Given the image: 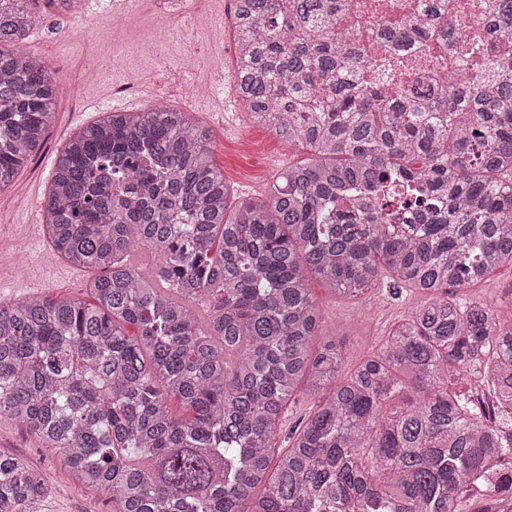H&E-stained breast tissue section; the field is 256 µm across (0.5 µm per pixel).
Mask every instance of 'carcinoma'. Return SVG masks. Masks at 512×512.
<instances>
[{"label":"carcinoma","instance_id":"carcinoma-1","mask_svg":"<svg viewBox=\"0 0 512 512\" xmlns=\"http://www.w3.org/2000/svg\"><path fill=\"white\" fill-rule=\"evenodd\" d=\"M37 2L0 0V191L57 110L51 72L17 49ZM231 2L246 118L307 155L239 199L186 112H113L71 136L42 209L54 249L99 271L93 302L0 304V416L113 512H461L491 475L512 494V318L449 294L512 262V58L492 56L512 0L481 2L495 44L471 82L398 91L360 80L336 31L350 0ZM441 6L419 0L395 47L428 41ZM136 244L160 257L148 276ZM384 272L421 298L345 375L309 282L355 297ZM465 375L492 404L448 389ZM302 382L328 396L276 458ZM45 493L0 452V512Z\"/></svg>","mask_w":512,"mask_h":512}]
</instances>
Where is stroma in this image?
<instances>
[{"instance_id":"35a3bbf8","label":"stroma","mask_w":512,"mask_h":512,"mask_svg":"<svg viewBox=\"0 0 512 512\" xmlns=\"http://www.w3.org/2000/svg\"><path fill=\"white\" fill-rule=\"evenodd\" d=\"M205 2L197 0L194 12L173 19L174 36L162 49L149 36V12L131 21L113 9L111 0H103L99 10L107 28L115 32V40L84 32L71 14L54 8L48 10L43 25L30 33L24 47L42 56L53 72L60 90L59 106L43 151L13 185L0 191V238L10 242L0 250V300L15 303L37 296L91 302L88 285L93 270L64 260L53 249L43 225L31 223L30 215L49 190L57 150L106 113L114 87L126 83L130 70L145 76L154 89L143 108L159 102L182 109L186 82L200 75L192 46L198 29L206 23L224 32V54L218 67L232 68L233 32L227 18L204 16ZM116 40L129 50L125 66L105 73L98 82L83 81L84 70L110 55ZM193 113L211 130L214 163L240 193L263 195L281 169L305 154L301 147L281 141L271 129L249 124L243 112L221 115L197 107ZM312 288L326 328L338 331L348 371L380 353L391 328L419 299L418 293L393 287L383 279L354 298L335 297L317 281ZM454 295L483 302L494 310L511 308L512 264L500 265L479 284L455 289ZM0 451L23 459L43 475L48 494L39 505L40 512H112L106 494L82 486L59 458L7 416L0 417Z\"/></svg>"}]
</instances>
